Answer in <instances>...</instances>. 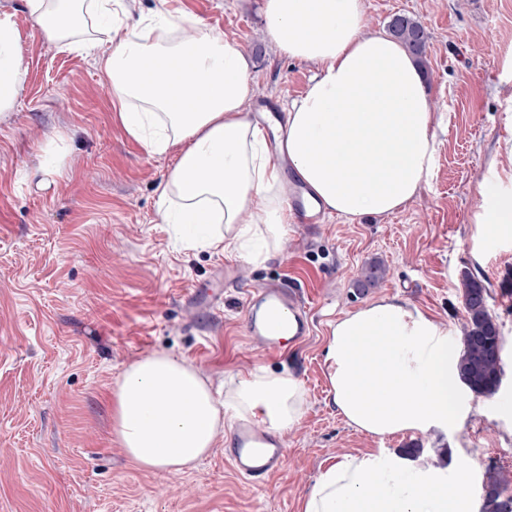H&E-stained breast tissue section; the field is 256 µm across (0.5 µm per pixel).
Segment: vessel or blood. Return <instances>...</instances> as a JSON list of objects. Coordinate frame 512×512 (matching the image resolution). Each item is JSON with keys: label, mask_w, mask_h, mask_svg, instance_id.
I'll return each mask as SVG.
<instances>
[{"label": "vessel or blood", "mask_w": 512, "mask_h": 512, "mask_svg": "<svg viewBox=\"0 0 512 512\" xmlns=\"http://www.w3.org/2000/svg\"><path fill=\"white\" fill-rule=\"evenodd\" d=\"M304 190L294 187L291 205L300 223L316 224L322 221L323 214L306 208L303 201ZM249 302L257 314L247 324L250 336L262 344L268 353H276L281 348L279 333L291 328L294 342L306 340L310 334L308 306L296 288H256L249 295ZM233 446L227 458L236 471L253 482H262L279 472L284 448L252 424L242 425L232 438Z\"/></svg>", "instance_id": "obj_1"}]
</instances>
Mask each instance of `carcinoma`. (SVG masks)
I'll use <instances>...</instances> for the list:
<instances>
[{"instance_id": "carcinoma-1", "label": "carcinoma", "mask_w": 512, "mask_h": 512, "mask_svg": "<svg viewBox=\"0 0 512 512\" xmlns=\"http://www.w3.org/2000/svg\"><path fill=\"white\" fill-rule=\"evenodd\" d=\"M388 30L391 36L409 50L419 64H424L426 35L422 25L415 19L398 15L392 19ZM386 275L385 268L377 261L365 263L355 286L365 291L376 286ZM464 321L461 330L462 353L459 372L464 383L478 396L497 393L503 373V336L495 315L489 309V291L486 280L466 272L462 277ZM484 486L495 490V495L483 499L482 512H512V495L500 475L489 470L485 474Z\"/></svg>"}]
</instances>
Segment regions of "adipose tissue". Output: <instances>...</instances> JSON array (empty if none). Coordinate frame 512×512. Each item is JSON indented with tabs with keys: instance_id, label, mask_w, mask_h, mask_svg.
<instances>
[{
	"instance_id": "obj_1",
	"label": "adipose tissue",
	"mask_w": 512,
	"mask_h": 512,
	"mask_svg": "<svg viewBox=\"0 0 512 512\" xmlns=\"http://www.w3.org/2000/svg\"><path fill=\"white\" fill-rule=\"evenodd\" d=\"M45 42L93 56L112 84L127 134L152 155L175 153L160 191L163 223L184 249L234 252L261 263L279 253L291 221L286 172L324 211L383 217L404 208L435 167L439 117L407 49L367 32L364 0H261L282 55L317 72L291 102L278 144L248 118L251 74L243 45L202 29L182 38L184 12L143 16L122 40L77 37L84 16L121 23L122 0H25ZM154 61V81L141 64ZM24 75L19 32L0 17V111ZM448 327L399 296H383L329 324L325 374L338 413L384 439L447 432L463 420L461 347ZM114 433L146 471L178 474L242 422L284 434L301 421L306 392L289 370L254 367L216 397L186 359L154 352L112 391ZM301 512H472L469 474L405 454H343L309 488Z\"/></svg>"
}]
</instances>
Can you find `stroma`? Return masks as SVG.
<instances>
[{
    "instance_id": "stroma-1",
    "label": "stroma",
    "mask_w": 512,
    "mask_h": 512,
    "mask_svg": "<svg viewBox=\"0 0 512 512\" xmlns=\"http://www.w3.org/2000/svg\"><path fill=\"white\" fill-rule=\"evenodd\" d=\"M259 0H123L121 39L158 8L239 40L249 54L252 103L286 108L312 64L282 56ZM369 28L394 15L427 33L425 81L443 120L428 184L384 218L329 215L288 227L281 256L252 264L237 254L184 250L159 215L158 187L174 154L154 156L124 130L112 88L92 57L47 45L24 0H0L21 36L25 75L0 112V512H300L328 460L414 448L424 462L470 469L473 507L487 469L512 491V237L478 224L482 182L512 192V0H365ZM59 165L61 172L45 176ZM385 278L354 286L365 262ZM490 284L505 339V379L493 396L464 400L466 417L439 434L377 439L350 427L328 392V324L371 300L400 295L459 337L461 274ZM218 305L196 302L201 283ZM275 283L310 300L311 333L268 357L246 333L248 292ZM153 352L187 359L216 391L254 366L294 372L307 410L283 434V468L267 481L240 478L227 441L182 474L149 472L113 432L112 390Z\"/></svg>"
}]
</instances>
